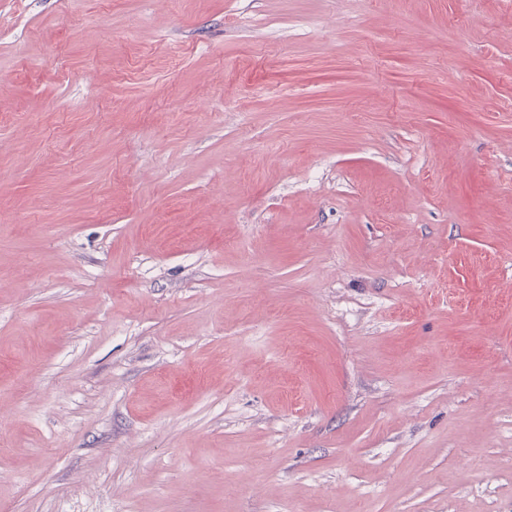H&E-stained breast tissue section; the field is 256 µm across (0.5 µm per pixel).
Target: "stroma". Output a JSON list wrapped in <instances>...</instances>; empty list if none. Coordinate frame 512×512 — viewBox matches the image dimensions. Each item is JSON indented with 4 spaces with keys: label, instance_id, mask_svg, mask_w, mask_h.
I'll list each match as a JSON object with an SVG mask.
<instances>
[{
    "label": "stroma",
    "instance_id": "35a3bbf8",
    "mask_svg": "<svg viewBox=\"0 0 512 512\" xmlns=\"http://www.w3.org/2000/svg\"><path fill=\"white\" fill-rule=\"evenodd\" d=\"M512 0H0V512H512Z\"/></svg>",
    "mask_w": 512,
    "mask_h": 512
}]
</instances>
